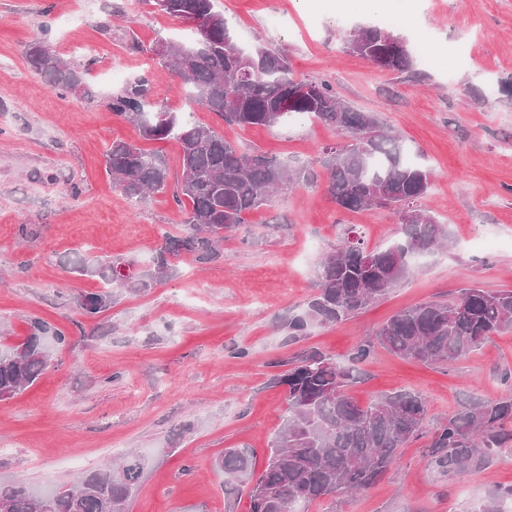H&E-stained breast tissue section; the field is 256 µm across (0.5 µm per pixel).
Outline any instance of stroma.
<instances>
[{
	"label": "stroma",
	"instance_id": "35a3bbf8",
	"mask_svg": "<svg viewBox=\"0 0 512 512\" xmlns=\"http://www.w3.org/2000/svg\"><path fill=\"white\" fill-rule=\"evenodd\" d=\"M244 42L283 52L292 69L329 80L354 107L400 133L409 161L430 169L422 204L446 225L450 245L419 256L408 277L357 317L312 325L292 339L282 324L316 291L324 256L345 229L369 246L396 238L394 212L339 209L324 183L297 185L225 233L216 261L188 255L139 294L113 288L93 317L78 300L104 290L71 274L70 252L120 260L129 274L153 267L182 215L170 194L132 202L112 183L103 153L123 140L163 156L181 177L180 147L141 138L105 103L126 81L149 75L155 102L224 131L296 166L333 142L331 128L302 117L274 128L228 127L188 109L177 76L154 54L162 39L194 37L192 25L145 0H0V344L27 336L39 318L62 331L39 379L0 400V482L33 492L59 488L81 472L126 456L143 464L125 512H249L245 483H226L214 463L225 449L248 450L261 472L285 408L280 378L290 360L317 349L347 361L355 344L396 312L478 286L512 290V0H389L369 18L336 0H214ZM417 53L420 83L343 52L342 36L390 20ZM87 72L90 96L49 88L30 69L36 34ZM138 48H130V39ZM352 397L361 404L401 389L422 393L421 435L374 485L307 505L305 512H467L489 489L512 484V453L454 479L428 452L438 422L471 397L512 393V332L494 336L449 364L425 367L386 349L356 364Z\"/></svg>",
	"mask_w": 512,
	"mask_h": 512
}]
</instances>
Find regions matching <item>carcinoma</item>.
<instances>
[{
	"label": "carcinoma",
	"mask_w": 512,
	"mask_h": 512,
	"mask_svg": "<svg viewBox=\"0 0 512 512\" xmlns=\"http://www.w3.org/2000/svg\"><path fill=\"white\" fill-rule=\"evenodd\" d=\"M163 14L199 24L192 42L160 40L159 59L179 78L192 108L219 115L229 126L276 127L294 116H313L346 143L319 149L327 174V190L347 212L400 205L407 217L398 222V240L386 248H370L349 228L336 251L321 265L318 291L307 309L283 325L291 337L305 335L314 323L336 324L360 314L405 279L414 255L447 240L446 230L422 207L431 173L411 164L401 138L372 112L355 109L326 80L296 75L279 50L260 41L245 45L232 33L213 0H152ZM343 49L384 70L418 77L412 49L390 27L361 26L343 37ZM27 61L49 87L84 91L86 72L50 51L44 41L28 44ZM151 80L141 75L108 102L117 117L132 123L145 140H174L180 146L182 174L170 182L164 159L130 143L114 141L105 167L113 184L138 202L150 193L171 192L184 214L183 233L165 236L153 258V272L134 279L121 273L120 262H95L79 252L68 259L80 275L146 289L166 276L171 259L188 253L201 263L220 255L224 232L244 223L245 216L297 184H312L320 174L311 166L289 167L282 159L254 150L242 152L224 133L185 120L163 104L153 105ZM292 100L280 110L283 98ZM112 303L109 293L86 295L81 308L95 315ZM512 332V290L490 292L478 286L461 289L445 301H428L402 310L362 339L351 361L367 360L381 347L424 365L447 364L495 335ZM66 344L63 332L42 320L13 346H0V400L32 385L48 361L47 337ZM354 368L312 350L291 363L280 379L288 387L282 425L270 446L268 463L257 478L260 491L250 492V512H304L302 505L371 486L396 462L401 448L422 431L425 398L399 391L361 405L349 393ZM429 454L437 471L448 478L482 469L498 455L512 452V394L475 401L436 426ZM215 466L232 478L253 477L244 452L229 448ZM143 472L137 457L120 470H90L47 496H36L22 481L0 483L6 512H122ZM512 501V485H497L479 512H504Z\"/></svg>",
	"instance_id": "obj_1"
}]
</instances>
